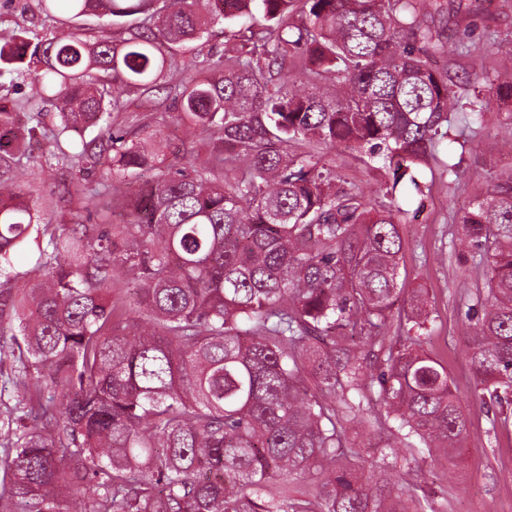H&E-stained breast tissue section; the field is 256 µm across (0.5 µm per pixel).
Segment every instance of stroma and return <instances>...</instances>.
Here are the masks:
<instances>
[{
	"mask_svg": "<svg viewBox=\"0 0 512 512\" xmlns=\"http://www.w3.org/2000/svg\"><path fill=\"white\" fill-rule=\"evenodd\" d=\"M430 23L434 29L455 33L475 54L486 53L487 38L495 37L498 47L488 53L489 69L512 68V0H436ZM19 25L27 29L34 43L52 39L61 30L57 18L42 11L39 0H0V31ZM232 43L230 30L218 21L202 38L178 50L177 58L186 74L204 75L210 63ZM36 80L33 71L23 76L0 75V103L13 113L21 131L36 127L37 113L57 110V101L33 96ZM111 92L125 105L124 111L112 115L114 128L130 131L135 122L149 124L156 117H165L164 136L180 146L194 142V165L207 162L206 138L181 121L173 101L164 93L153 94L147 100L119 84L112 85ZM506 118V109H493L478 126L472 143L464 147L442 143L437 163L415 171L414 182L399 186L395 195L403 209L417 214L415 221L403 228L401 274L406 288L427 291L433 308L423 348L447 362L457 393L470 412V426L459 450L455 482L444 479L439 464L415 459L408 448L397 449L395 456L386 457L384 463L394 476L413 480L444 503L445 512H512V430L492 428L490 414L476 405L475 378L462 344L468 321L461 301L480 282L482 266L478 254L460 246L456 223L458 213L484 188L489 176L512 173V139L499 133V125ZM37 129L20 163L30 173L25 189L38 211L40 224L54 228L60 224L108 225L131 220L126 200L137 192V184L121 185L109 199V210L86 204L85 189L97 187L101 181L98 167L87 158L73 164L59 161V151H71L70 140L55 139L54 125ZM449 159L459 163V177L453 183L441 167ZM325 161L356 191L373 203L383 202L381 186L386 176L376 161H359L342 149L326 151Z\"/></svg>",
	"mask_w": 512,
	"mask_h": 512,
	"instance_id": "obj_1",
	"label": "stroma"
}]
</instances>
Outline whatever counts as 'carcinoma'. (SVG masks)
Wrapping results in <instances>:
<instances>
[{
    "label": "carcinoma",
    "instance_id": "cac0c4a2",
    "mask_svg": "<svg viewBox=\"0 0 512 512\" xmlns=\"http://www.w3.org/2000/svg\"><path fill=\"white\" fill-rule=\"evenodd\" d=\"M59 23L97 13L127 38L70 31L35 45L0 35V74L41 72L61 101L56 137L105 126L77 155L115 187L151 171L132 224H62L11 286L40 233L19 185L27 142L0 105V512H444L364 458L396 444L455 474L469 414L425 353L421 289L400 283L405 211L374 205L322 163L343 145L382 159L390 189L512 104V72L453 90L436 55L467 48L429 25L427 0H40ZM236 27L215 77L184 75L174 46ZM346 73L332 96L293 89ZM173 96L212 140L186 172L159 131L112 130L108 81ZM486 267L463 301L480 405L512 404V174L458 220ZM134 285L112 296L114 273ZM388 430L397 443L353 444ZM307 475L309 496L288 494ZM89 489L84 498L79 492Z\"/></svg>",
    "mask_w": 512,
    "mask_h": 512
}]
</instances>
